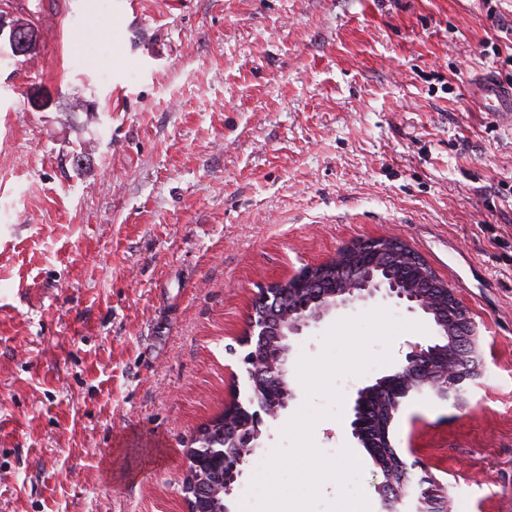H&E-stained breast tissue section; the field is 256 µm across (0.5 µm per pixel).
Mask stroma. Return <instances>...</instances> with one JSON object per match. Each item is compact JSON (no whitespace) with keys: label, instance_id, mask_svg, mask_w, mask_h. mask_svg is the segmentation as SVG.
<instances>
[{"label":"stroma","instance_id":"stroma-1","mask_svg":"<svg viewBox=\"0 0 512 512\" xmlns=\"http://www.w3.org/2000/svg\"><path fill=\"white\" fill-rule=\"evenodd\" d=\"M34 24L0 49V512H186L184 456L232 386L261 288L375 237L406 243L469 309L477 374L411 393L390 427L450 512H512V121L483 38L512 0H0ZM376 309L422 324L340 377L318 450H350L358 391L433 343L431 317L375 298L292 336L301 358ZM35 38V30L29 24L22 21L12 23L8 34V45L12 55L27 54L31 50ZM484 86L481 101L488 112H512V88L499 87L492 81Z\"/></svg>","mask_w":512,"mask_h":512}]
</instances>
